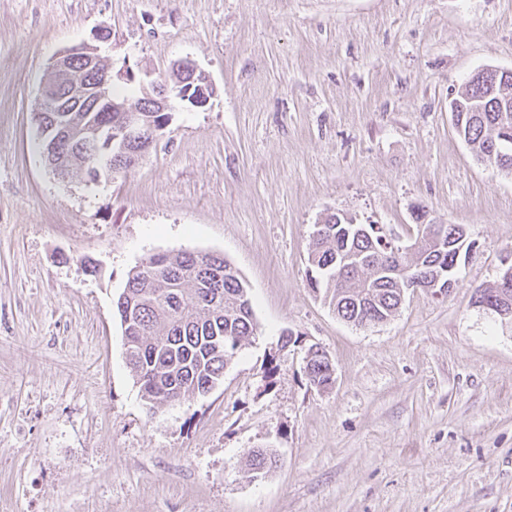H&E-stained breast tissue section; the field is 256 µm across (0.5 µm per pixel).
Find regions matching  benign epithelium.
<instances>
[{
    "label": "benign epithelium",
    "mask_w": 512,
    "mask_h": 512,
    "mask_svg": "<svg viewBox=\"0 0 512 512\" xmlns=\"http://www.w3.org/2000/svg\"><path fill=\"white\" fill-rule=\"evenodd\" d=\"M112 71L99 54V48L89 43L72 46L53 60L50 74L43 84L33 119L40 131L43 155L49 171L65 180L76 172L82 174L95 167L112 171L116 160L112 159V146L120 144L134 146L122 157V170L134 167L139 159L158 141L165 126H156L146 117L148 112H167L170 100L177 98L194 107L204 108L215 95L214 87L191 59L176 61L169 77L154 80L151 90L144 92V98L134 103L112 95ZM93 103L102 112H117V125H86L72 121L59 129L44 123L47 112H82L84 105ZM394 252L386 264L387 273L393 275L406 289L424 288L436 295L449 290L439 286V281L429 282L411 273L403 264V258L415 253L421 245V238L405 242L391 236ZM501 277L503 287L499 297L504 303L492 307L503 318L512 317L511 268L504 269Z\"/></svg>",
    "instance_id": "obj_1"
}]
</instances>
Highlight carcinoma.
Listing matches in <instances>:
<instances>
[{
  "mask_svg": "<svg viewBox=\"0 0 512 512\" xmlns=\"http://www.w3.org/2000/svg\"><path fill=\"white\" fill-rule=\"evenodd\" d=\"M512 101V84L501 87L467 86L458 93L456 132L476 157L494 146L506 157L494 161L512 171V112H496L492 103ZM93 124H105L116 112H75ZM323 235H310L308 262L315 272L313 288H326L338 317L360 324L392 316L401 302V287L380 273L377 238L358 232L338 213L324 221ZM467 252L450 245L434 248L423 240L421 250L409 260L414 272L433 273L455 281L461 258ZM116 310L123 329L125 359L138 384L142 400L153 411L185 397L202 395L224 377L243 343L256 332L247 289L237 268L223 257L178 251L158 255L132 268ZM310 381L325 387L335 383L325 358L310 360ZM277 465L276 456L254 451L249 459L252 478Z\"/></svg>",
  "mask_w": 512,
  "mask_h": 512,
  "instance_id": "1",
  "label": "carcinoma"
}]
</instances>
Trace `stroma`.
<instances>
[{
	"label": "stroma",
	"mask_w": 512,
	"mask_h": 512,
	"mask_svg": "<svg viewBox=\"0 0 512 512\" xmlns=\"http://www.w3.org/2000/svg\"><path fill=\"white\" fill-rule=\"evenodd\" d=\"M84 42L129 96L184 58L216 88L91 186L53 176L33 121ZM488 66L512 69V0H0V512H512V320L474 302L512 263V174L448 107ZM334 212L459 224L470 254L450 293L356 326L309 285ZM173 250L230 261L257 332L152 415L114 303ZM257 448L279 465L253 479Z\"/></svg>",
	"instance_id": "1"
}]
</instances>
